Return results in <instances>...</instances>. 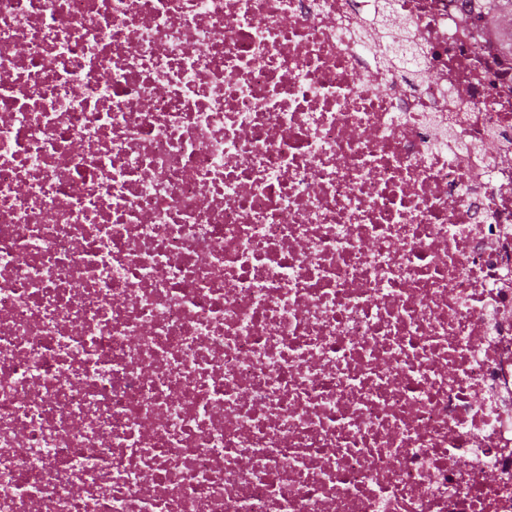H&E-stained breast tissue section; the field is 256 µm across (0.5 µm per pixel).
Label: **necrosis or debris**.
Wrapping results in <instances>:
<instances>
[{
	"label": "necrosis or debris",
	"mask_w": 512,
	"mask_h": 512,
	"mask_svg": "<svg viewBox=\"0 0 512 512\" xmlns=\"http://www.w3.org/2000/svg\"><path fill=\"white\" fill-rule=\"evenodd\" d=\"M461 0H0V512H512V69ZM402 23H398L394 16L388 15L386 18V23L383 25L384 29H388L386 36L391 38V42L385 43V50L381 56V58L385 61L386 64H392L396 62L405 63L406 60L400 55L398 51V43H399V34H394L391 30L397 29L400 30L402 27Z\"/></svg>",
	"instance_id": "1"
}]
</instances>
